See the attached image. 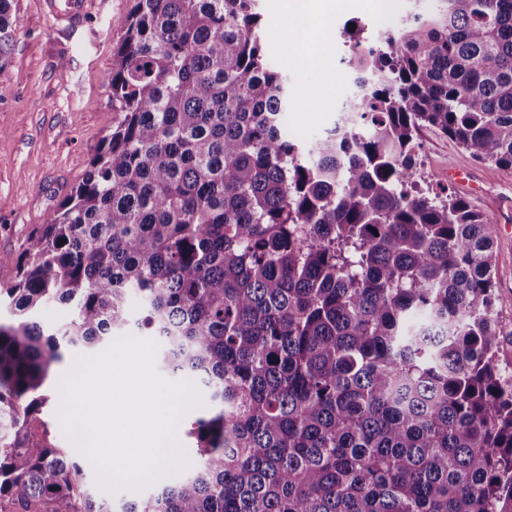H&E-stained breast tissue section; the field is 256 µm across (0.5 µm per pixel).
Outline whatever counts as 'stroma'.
Returning a JSON list of instances; mask_svg holds the SVG:
<instances>
[{
  "mask_svg": "<svg viewBox=\"0 0 512 512\" xmlns=\"http://www.w3.org/2000/svg\"><path fill=\"white\" fill-rule=\"evenodd\" d=\"M289 0H256L265 25L269 63L288 78L299 104L283 114L290 140L313 142L334 126L337 108L355 92L346 62L352 42L349 25L363 29L365 40L381 32L370 0H344L336 13L310 20L307 29L291 28ZM132 0H114L82 26L52 25L38 0H13L17 19L8 62L0 67V282L14 279L26 241L71 190L81 182L90 160L115 119L112 110V49L125 33ZM318 40L332 50L316 61L309 48ZM416 159L434 189L452 188L491 222L497 252L496 291L502 336L498 358L512 371V170L477 163L448 137L432 128L418 136ZM451 167L468 169L469 185L450 186ZM62 359L49 375L48 397L30 423L32 435L69 447L56 413L58 383L70 369L75 348L62 347Z\"/></svg>",
  "mask_w": 512,
  "mask_h": 512,
  "instance_id": "obj_1",
  "label": "stroma"
}]
</instances>
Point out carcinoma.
<instances>
[{"label": "carcinoma", "mask_w": 512, "mask_h": 512, "mask_svg": "<svg viewBox=\"0 0 512 512\" xmlns=\"http://www.w3.org/2000/svg\"><path fill=\"white\" fill-rule=\"evenodd\" d=\"M437 2L349 32L359 91L304 148L255 0H133L112 130L0 286V512H512L493 227L413 151L429 127L512 170V0ZM133 328L215 412L191 472L115 508L27 427L60 342Z\"/></svg>", "instance_id": "obj_1"}]
</instances>
